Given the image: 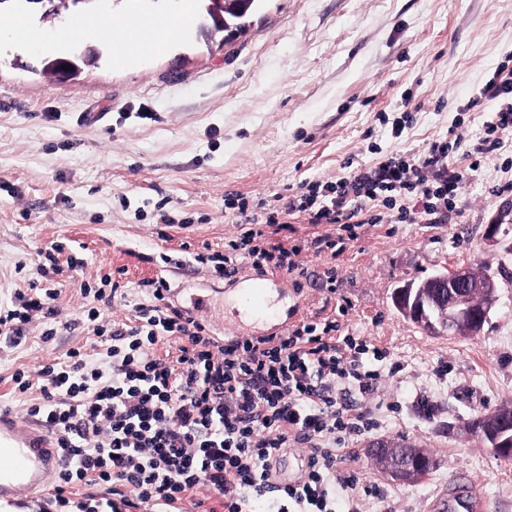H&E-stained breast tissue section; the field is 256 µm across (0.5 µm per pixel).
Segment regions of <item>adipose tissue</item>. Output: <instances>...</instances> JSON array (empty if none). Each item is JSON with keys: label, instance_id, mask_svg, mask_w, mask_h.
<instances>
[{"label": "adipose tissue", "instance_id": "ef3b65f1", "mask_svg": "<svg viewBox=\"0 0 512 512\" xmlns=\"http://www.w3.org/2000/svg\"><path fill=\"white\" fill-rule=\"evenodd\" d=\"M198 23L197 6L194 0H185L179 12L172 15H155L142 18L137 25L115 22L108 16L86 17L84 25L71 26L73 39L82 40L93 36L101 40H112L124 45L126 57L163 53Z\"/></svg>", "mask_w": 512, "mask_h": 512}]
</instances>
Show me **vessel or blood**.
Masks as SVG:
<instances>
[{
  "mask_svg": "<svg viewBox=\"0 0 512 512\" xmlns=\"http://www.w3.org/2000/svg\"><path fill=\"white\" fill-rule=\"evenodd\" d=\"M276 282L273 276H251V308L244 313L231 306L225 307V330H234L244 316L249 315L272 322L278 332H285L287 325L271 300L272 287ZM56 444V438L50 431L0 410V503L37 489L52 490L57 474L63 468V459ZM433 508L435 512H481V498L474 479L467 473H459L438 495Z\"/></svg>",
  "mask_w": 512,
  "mask_h": 512,
  "instance_id": "vessel-or-blood-1",
  "label": "vessel or blood"
}]
</instances>
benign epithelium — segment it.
Listing matches in <instances>:
<instances>
[{"label":"benign epithelium","instance_id":"obj_1","mask_svg":"<svg viewBox=\"0 0 512 512\" xmlns=\"http://www.w3.org/2000/svg\"><path fill=\"white\" fill-rule=\"evenodd\" d=\"M512 222V204L502 205L485 229V240L512 255V240L503 230ZM500 288L497 277L476 272L469 266L440 272L419 283L408 281L395 289L392 299L396 309L428 331L475 335L487 321ZM467 435L483 441L504 459L512 458V406H499L479 414L465 426ZM373 452L383 459L392 477L401 479L411 464L426 455L417 445L394 448L373 445Z\"/></svg>","mask_w":512,"mask_h":512}]
</instances>
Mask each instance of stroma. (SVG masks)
<instances>
[{
    "label": "stroma",
    "mask_w": 512,
    "mask_h": 512,
    "mask_svg": "<svg viewBox=\"0 0 512 512\" xmlns=\"http://www.w3.org/2000/svg\"><path fill=\"white\" fill-rule=\"evenodd\" d=\"M181 4L102 0L96 13L127 23ZM75 16L32 15L27 50L0 43V310L34 284L57 293L55 316L0 335V409L26 415L42 366L92 352L86 312L96 301L84 289L115 293L108 326L148 303L144 282L163 277L176 304L205 296L200 317L223 336L224 307L244 290L214 265L239 237L241 213L263 217L302 185L333 186L456 139L463 181L446 220L405 224L393 209L350 232L302 216L272 227L270 242L299 249L302 267L275 301L288 310L300 292L308 306L289 326L333 321L339 336L389 353L368 406L378 427L354 442L364 483L382 491L364 512H430L461 472L484 512H512V460L464 432L512 402V258L484 239L512 199V134L470 165L498 108L478 92L496 71L512 72V0H262L233 41L200 24L170 53L123 65L120 44L70 40ZM49 42L98 60L56 83L42 73ZM319 235L342 238L341 249H316ZM465 265L508 272L478 334H431L394 307L404 283ZM20 368L34 384L25 393L12 381ZM379 440L421 445L437 466L421 481L395 480L368 452Z\"/></svg>",
    "instance_id": "obj_1"
}]
</instances>
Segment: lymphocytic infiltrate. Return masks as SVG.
<instances>
[{
	"label": "lymphocytic infiltrate",
	"mask_w": 512,
	"mask_h": 512,
	"mask_svg": "<svg viewBox=\"0 0 512 512\" xmlns=\"http://www.w3.org/2000/svg\"><path fill=\"white\" fill-rule=\"evenodd\" d=\"M480 95L499 103L483 126L482 141L494 150L512 132V77L494 74ZM455 151L439 141L420 157L387 158L337 184L327 201L315 184L283 197L264 222L227 243L215 274L228 278L261 259L293 273L298 263L287 249L257 247L284 215L349 224L370 201L398 209L408 224L448 214L462 179L450 163ZM169 289L166 280L149 281L152 303L137 305L131 324L106 330L97 324L99 310L89 311L105 363L74 350L67 363L42 368L29 414L57 437L61 484L102 485L95 512H113L117 501L127 512H157L189 495L200 512H361L363 497L376 490L355 469L350 440L372 426L356 398L376 392L381 350L336 336L332 321L223 343L169 306ZM53 297H21L18 308L0 315V334L21 335ZM162 342L175 345L176 357L157 354ZM290 450L305 459L299 478L266 485L277 456Z\"/></svg>",
	"instance_id": "1"
}]
</instances>
